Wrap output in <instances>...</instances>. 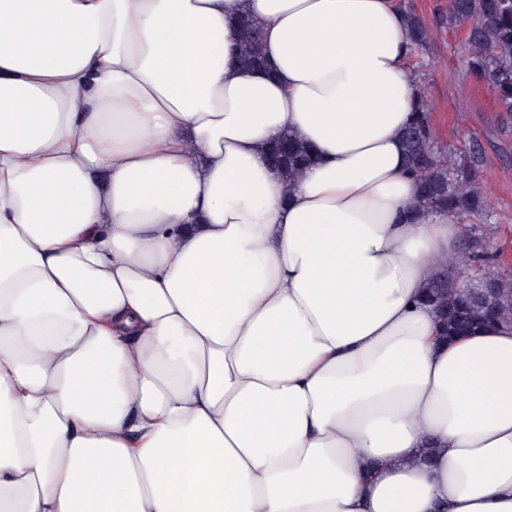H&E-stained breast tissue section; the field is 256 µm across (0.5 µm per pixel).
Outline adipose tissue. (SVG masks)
<instances>
[{"label": "adipose tissue", "mask_w": 512, "mask_h": 512, "mask_svg": "<svg viewBox=\"0 0 512 512\" xmlns=\"http://www.w3.org/2000/svg\"><path fill=\"white\" fill-rule=\"evenodd\" d=\"M415 52L397 0H0V512H512V325L426 300ZM245 24L248 28V34L239 43V62L242 66L248 68L262 67L265 65V56L261 25L254 21H248ZM270 158L276 160L277 171L289 184L301 175L311 161L308 149L288 131L275 140Z\"/></svg>", "instance_id": "ef3b65f1"}]
</instances>
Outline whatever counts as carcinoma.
I'll return each instance as SVG.
<instances>
[{
	"label": "carcinoma",
	"mask_w": 512,
	"mask_h": 512,
	"mask_svg": "<svg viewBox=\"0 0 512 512\" xmlns=\"http://www.w3.org/2000/svg\"><path fill=\"white\" fill-rule=\"evenodd\" d=\"M448 8L451 18L470 24L463 63L491 87L500 111L511 113L512 0H448ZM246 25L248 34L239 43V62L248 68L262 67L265 56L261 25L254 21H248ZM416 112L402 139L406 161L419 175L418 204L453 215L487 214L489 206L478 186L474 169L448 160L435 149L426 99H420ZM270 157L276 160L277 171L290 184L311 161L308 149L288 131L275 140ZM466 258L498 283L502 289L505 315L512 319V279L501 277L487 265L478 238L472 241ZM430 292L434 300L463 303L462 316L471 329L483 326L481 304L465 291L463 282L453 273L437 272Z\"/></svg>",
	"instance_id": "carcinoma-1"
}]
</instances>
